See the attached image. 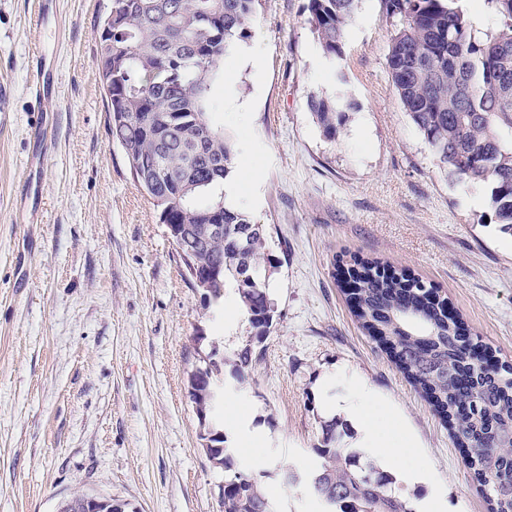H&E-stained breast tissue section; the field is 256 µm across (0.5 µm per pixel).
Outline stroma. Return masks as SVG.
Returning a JSON list of instances; mask_svg holds the SVG:
<instances>
[{"label":"stroma","instance_id":"1","mask_svg":"<svg viewBox=\"0 0 512 512\" xmlns=\"http://www.w3.org/2000/svg\"><path fill=\"white\" fill-rule=\"evenodd\" d=\"M307 0H261L244 45L262 73L227 63L244 109L214 90L236 147L240 208L267 225L280 263L276 313L248 383L221 373L225 399L271 434L241 468L276 512H322L282 471L314 467L323 397L366 381L448 489V512H488L465 453L357 322L336 274L351 257L411 273L448 299L467 336L512 363V236L482 187L447 177L388 79L391 25L359 0L340 58L325 57ZM101 0H0V512H58L75 493L136 512H222L224 473L209 462L188 377L211 350L252 332L224 329L233 287L215 301L191 286L157 210L113 145L96 53ZM46 13L43 27L33 22ZM50 72L42 136L30 128L29 61ZM354 104L325 139L310 93ZM256 163L257 177L244 174ZM330 381L319 396V379Z\"/></svg>","mask_w":512,"mask_h":512}]
</instances>
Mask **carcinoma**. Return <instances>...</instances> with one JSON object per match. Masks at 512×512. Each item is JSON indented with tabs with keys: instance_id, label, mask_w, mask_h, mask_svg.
<instances>
[{
	"instance_id": "obj_1",
	"label": "carcinoma",
	"mask_w": 512,
	"mask_h": 512,
	"mask_svg": "<svg viewBox=\"0 0 512 512\" xmlns=\"http://www.w3.org/2000/svg\"><path fill=\"white\" fill-rule=\"evenodd\" d=\"M459 0H383L391 21L386 65L402 108L440 168L451 178L490 188L495 222L512 233V0H485L494 24L480 27ZM259 0H111L101 27L98 70L112 142L163 224H173L178 251L191 253L206 294L224 297L231 283L253 328L274 319L269 282L279 268L267 253V225L224 202L214 184L226 178L234 141L217 126L212 88L224 55L247 37ZM358 0H308L307 21L329 58L341 55L345 28ZM308 106L322 135L336 139L351 103L346 95L311 93ZM224 225V234L208 225ZM355 297L354 313L385 346L434 412L468 450L470 468L490 512H512V364L486 365L463 342L462 321L448 300L421 280L377 261L354 259L339 269ZM259 353L244 346L198 369L190 394L206 420L218 400L215 378L225 367L243 382ZM345 432L325 425L308 473L283 481L332 500L328 512H416L394 478L374 460L341 446ZM205 452L224 470V512H275L262 484L238 471L224 430L204 435Z\"/></svg>"
}]
</instances>
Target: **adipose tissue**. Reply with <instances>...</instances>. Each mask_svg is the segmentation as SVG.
<instances>
[{
  "label": "adipose tissue",
  "instance_id": "adipose-tissue-1",
  "mask_svg": "<svg viewBox=\"0 0 512 512\" xmlns=\"http://www.w3.org/2000/svg\"><path fill=\"white\" fill-rule=\"evenodd\" d=\"M326 413L347 417L350 447L364 449L405 483L427 486V494L416 502L418 512H448L442 488L427 468L410 464L386 402L365 381L356 380L349 396L329 401Z\"/></svg>",
  "mask_w": 512,
  "mask_h": 512
}]
</instances>
